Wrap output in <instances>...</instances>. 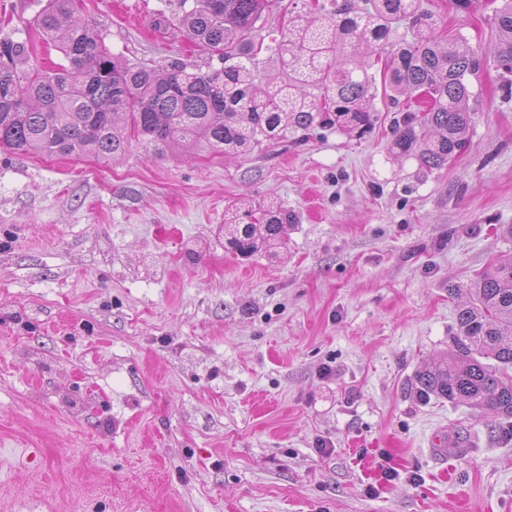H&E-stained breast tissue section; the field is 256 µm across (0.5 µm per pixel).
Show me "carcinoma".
<instances>
[{
	"label": "carcinoma",
	"mask_w": 512,
	"mask_h": 512,
	"mask_svg": "<svg viewBox=\"0 0 512 512\" xmlns=\"http://www.w3.org/2000/svg\"><path fill=\"white\" fill-rule=\"evenodd\" d=\"M279 0H181L176 29L219 66L170 59H123L87 23L75 0H47L35 18L62 62L38 66L26 41L0 39V148L47 156L114 160L135 137L153 154L205 142L226 156L271 143L297 142L318 128L365 134L374 121L376 75L371 57L407 36L385 58L383 91L392 102L424 103L397 120L389 156L437 169L465 143L475 109L470 79L493 58L512 86V0L491 18L492 56L456 30L444 37L423 0H291L288 25L264 32V11ZM313 7L309 16L295 9ZM294 217L270 203L224 225V249L243 259L281 244ZM457 336L412 388L454 406H473L512 421V257L469 285ZM490 356L493 362L481 361Z\"/></svg>",
	"instance_id": "cac0c4a2"
}]
</instances>
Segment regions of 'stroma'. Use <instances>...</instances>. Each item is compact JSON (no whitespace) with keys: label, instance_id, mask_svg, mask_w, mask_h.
<instances>
[{"label":"stroma","instance_id":"obj_1","mask_svg":"<svg viewBox=\"0 0 512 512\" xmlns=\"http://www.w3.org/2000/svg\"><path fill=\"white\" fill-rule=\"evenodd\" d=\"M45 4L0 0V38L57 62ZM426 6L491 48L492 0ZM76 8L126 59L209 60L180 0ZM472 87L439 170L389 160L381 97L366 135L230 158L0 149V512H512L497 419L411 388L457 331L449 284L512 254V91L492 64ZM271 201L284 243L227 252L225 222Z\"/></svg>","mask_w":512,"mask_h":512}]
</instances>
